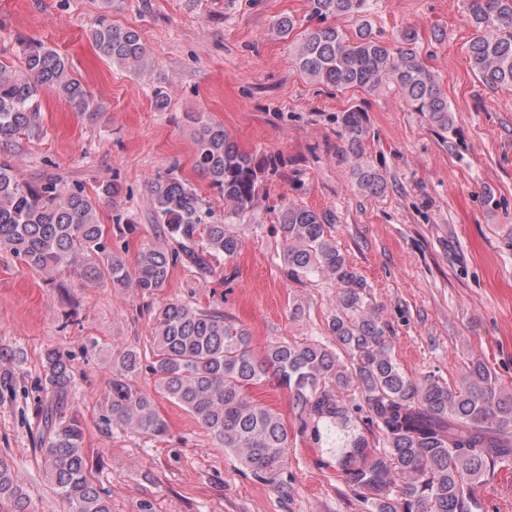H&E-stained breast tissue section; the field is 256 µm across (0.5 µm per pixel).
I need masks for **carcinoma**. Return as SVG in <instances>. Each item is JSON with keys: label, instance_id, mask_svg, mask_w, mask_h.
Listing matches in <instances>:
<instances>
[{"label": "carcinoma", "instance_id": "cac0c4a2", "mask_svg": "<svg viewBox=\"0 0 512 512\" xmlns=\"http://www.w3.org/2000/svg\"><path fill=\"white\" fill-rule=\"evenodd\" d=\"M91 39L113 65L134 74L150 66L140 34L112 23V0H103ZM372 0H308L320 25L305 30L295 63L310 79L332 88L372 92L395 85L408 107L440 134L454 131L448 95L413 47L405 31L399 45L371 36L362 23L347 35L332 18L359 20ZM476 36L469 63L477 78L495 90L512 87V0H467ZM53 92L82 117L100 106L68 62L38 42L22 45L20 66L0 61V142L40 130L42 93ZM194 168L224 199V219L254 206L260 174L275 167L240 148L224 125L202 115L190 117ZM346 150L363 154L365 131L359 112L342 118ZM358 185L374 194L384 189L372 167H359ZM153 220L171 241L166 249L145 244L129 262L113 251L99 222V205L120 194L110 182L91 196L78 183L58 178L21 182L8 160L0 159V251L31 270L77 274L86 286L111 285L153 295L170 270L187 262L212 273V261L237 257L241 239L232 225L213 222L212 210L188 182L157 177L149 183ZM334 216L300 206L281 211L284 263L296 281L321 275L338 287L336 312L328 321L331 342L272 341L262 354L249 332L219 310L165 303L154 315L152 358L142 366L139 351L115 347L105 424L153 437L168 432L153 394L189 411L202 428L232 451L253 476L271 480L285 465L288 428L278 411L256 402L249 389L273 385L288 393L300 427L317 444L336 449V464L364 512H482L478 488L512 465V389L481 360L450 384L434 374L414 378L393 355L389 325L374 305L364 276L336 246ZM20 354L0 345V394L13 390ZM39 452L44 473L67 506L66 512H111L95 483L83 448V429L66 413L74 376L63 355L49 351L42 362ZM154 393L135 385L142 369ZM9 512H32L20 477L0 457V504Z\"/></svg>", "mask_w": 512, "mask_h": 512}]
</instances>
